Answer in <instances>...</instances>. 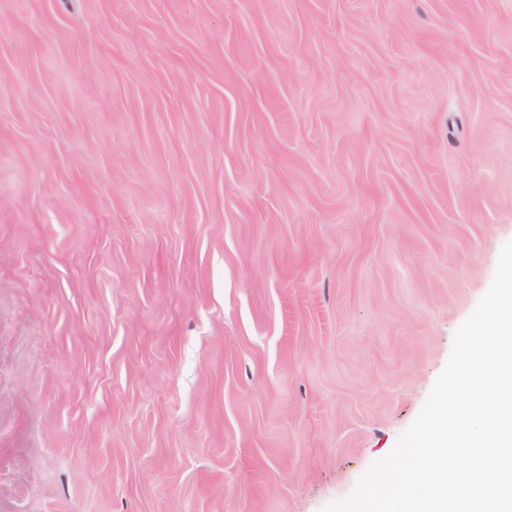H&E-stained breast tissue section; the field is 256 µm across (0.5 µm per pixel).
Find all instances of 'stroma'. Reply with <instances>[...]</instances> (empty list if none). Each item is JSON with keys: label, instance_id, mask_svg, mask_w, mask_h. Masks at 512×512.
<instances>
[{"label": "stroma", "instance_id": "obj_1", "mask_svg": "<svg viewBox=\"0 0 512 512\" xmlns=\"http://www.w3.org/2000/svg\"><path fill=\"white\" fill-rule=\"evenodd\" d=\"M0 512H321L512 240V0H0Z\"/></svg>", "mask_w": 512, "mask_h": 512}]
</instances>
